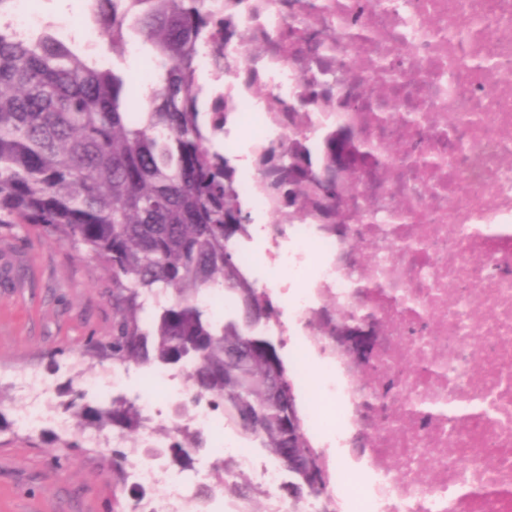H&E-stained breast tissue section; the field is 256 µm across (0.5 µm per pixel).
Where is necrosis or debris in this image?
<instances>
[{
    "mask_svg": "<svg viewBox=\"0 0 512 512\" xmlns=\"http://www.w3.org/2000/svg\"><path fill=\"white\" fill-rule=\"evenodd\" d=\"M235 25L253 31L259 53L224 42V65L209 50L198 70L258 129L259 147L286 141L283 114L313 62L297 65L276 44L308 51L309 21L322 16L337 44L360 66L328 82L393 78L397 109L324 113L308 105L311 126L355 124L392 169L390 183L364 182L374 219L353 224L349 239L315 224L248 227L266 236L267 258L284 269L281 295L291 316L276 328L300 336L288 357L299 386L315 365L329 387L304 405L307 430L323 451L329 495L288 509L277 491L284 471L254 449L223 436V416L190 390L180 397L145 390L134 401L147 423L177 400L185 422L216 433L215 452L250 472L266 512H512V0H213ZM247 62L262 94L237 76ZM308 285L293 290L295 274ZM386 328L359 369L334 338L309 323L326 303ZM350 449L357 485L345 484L329 447ZM127 480L146 492L138 512H190L195 488L213 484L209 467L192 476L160 458L135 459Z\"/></svg>",
    "mask_w": 512,
    "mask_h": 512,
    "instance_id": "necrosis-or-debris-1",
    "label": "necrosis or debris"
}]
</instances>
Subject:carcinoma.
Wrapping results in <instances>:
<instances>
[{"label": "carcinoma", "mask_w": 512, "mask_h": 512, "mask_svg": "<svg viewBox=\"0 0 512 512\" xmlns=\"http://www.w3.org/2000/svg\"><path fill=\"white\" fill-rule=\"evenodd\" d=\"M98 30L92 45L37 38L4 27L9 0H0V224H32L48 236L85 250L112 275V336L103 344L115 368L178 367L197 397L208 399L253 447L278 463L289 479L281 497L295 504L313 486L328 494L327 474L308 436L295 385L280 354L281 337L269 325L280 314L271 296L243 268L236 245L249 224L232 159L213 143L235 113L223 100H204L196 59L213 31H229L240 43L247 33L217 15L207 0H87ZM155 63L148 94L136 95L138 77L119 67L128 42ZM100 54L115 62L98 64ZM380 91L336 97L346 111L359 110ZM325 80L308 81L300 101L329 100ZM297 127L288 141L255 158L260 187L277 210L336 232L350 210L323 213L317 206L336 191L361 195L364 174L381 163L352 124L318 130L314 150L302 113L286 112ZM346 167L336 178V161ZM220 289L224 319L202 304ZM79 394L66 403L77 429L110 428L116 484L131 458L145 453L139 438L145 419L125 398L94 404ZM154 432L164 437L155 454L185 470L206 448L202 432L178 421ZM194 495L192 512H208L213 491L246 504L256 498L239 472Z\"/></svg>", "instance_id": "obj_1"}]
</instances>
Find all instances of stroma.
<instances>
[{
	"instance_id": "1",
	"label": "stroma",
	"mask_w": 512,
	"mask_h": 512,
	"mask_svg": "<svg viewBox=\"0 0 512 512\" xmlns=\"http://www.w3.org/2000/svg\"><path fill=\"white\" fill-rule=\"evenodd\" d=\"M112 276L72 244L26 224L0 227V512H111L112 454L70 452L73 429L19 428L15 375L47 380L42 401L57 413L83 379L112 370L88 340L112 334Z\"/></svg>"
}]
</instances>
